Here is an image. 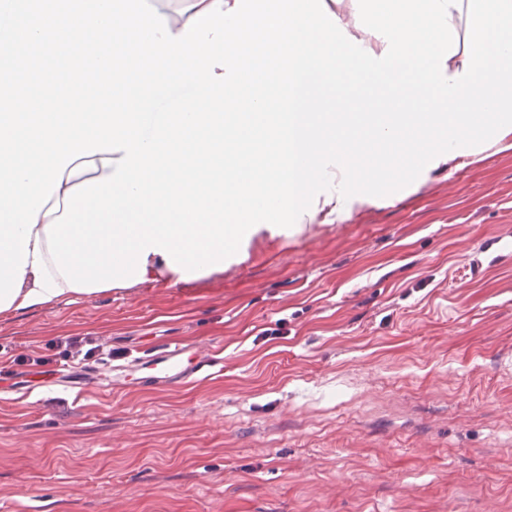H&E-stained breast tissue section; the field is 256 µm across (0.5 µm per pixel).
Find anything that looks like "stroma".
Wrapping results in <instances>:
<instances>
[{
	"mask_svg": "<svg viewBox=\"0 0 512 512\" xmlns=\"http://www.w3.org/2000/svg\"><path fill=\"white\" fill-rule=\"evenodd\" d=\"M512 150L240 262L0 314V512H512ZM91 336L108 386L18 354ZM223 351L187 387L122 365ZM10 366V365H9Z\"/></svg>",
	"mask_w": 512,
	"mask_h": 512,
	"instance_id": "35a3bbf8",
	"label": "stroma"
}]
</instances>
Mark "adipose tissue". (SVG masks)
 I'll list each match as a JSON object with an SVG mask.
<instances>
[{
  "instance_id": "adipose-tissue-1",
  "label": "adipose tissue",
  "mask_w": 512,
  "mask_h": 512,
  "mask_svg": "<svg viewBox=\"0 0 512 512\" xmlns=\"http://www.w3.org/2000/svg\"><path fill=\"white\" fill-rule=\"evenodd\" d=\"M111 173V168L105 167L97 155L80 158L68 166L60 189L55 191L46 207L42 208L38 223L32 230L28 265L21 291L12 304L13 310L33 309L70 296L71 290L58 273L49 254L44 227L62 214L66 190Z\"/></svg>"
}]
</instances>
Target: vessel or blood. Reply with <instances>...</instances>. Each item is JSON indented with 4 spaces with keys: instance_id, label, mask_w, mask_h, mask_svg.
I'll list each match as a JSON object with an SVG mask.
<instances>
[{
    "instance_id": "b4317fda",
    "label": "vessel or blood",
    "mask_w": 512,
    "mask_h": 512,
    "mask_svg": "<svg viewBox=\"0 0 512 512\" xmlns=\"http://www.w3.org/2000/svg\"><path fill=\"white\" fill-rule=\"evenodd\" d=\"M220 363L221 360L215 352L200 349L191 351L183 344L171 342L147 359H134L132 365L136 368L146 364L156 367L154 383L178 385L196 382Z\"/></svg>"
}]
</instances>
